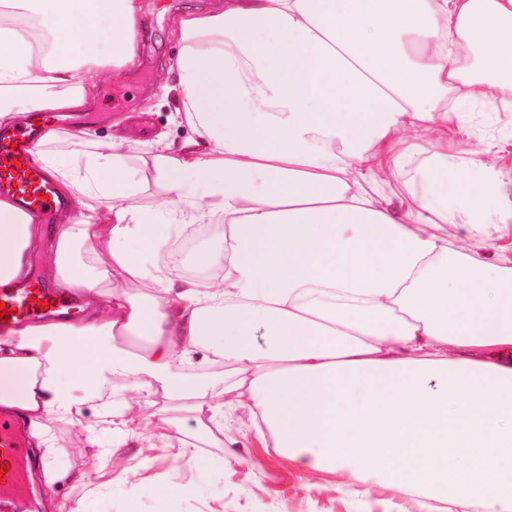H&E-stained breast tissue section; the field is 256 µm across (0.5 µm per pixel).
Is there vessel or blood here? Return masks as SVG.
<instances>
[{
    "mask_svg": "<svg viewBox=\"0 0 512 512\" xmlns=\"http://www.w3.org/2000/svg\"><path fill=\"white\" fill-rule=\"evenodd\" d=\"M39 128L38 121L34 120L21 129L0 131V192L18 196L25 208L49 212L63 207L64 202L56 196L52 180L31 164ZM0 302L10 309V319L15 324L64 310L52 288L27 280L1 288ZM43 302L48 305L44 311L39 308ZM27 458L28 452L17 431L15 417L0 413V463L6 467L4 477L0 478V500L10 504L24 500L27 489L19 480V470Z\"/></svg>",
    "mask_w": 512,
    "mask_h": 512,
    "instance_id": "vessel-or-blood-1",
    "label": "vessel or blood"
}]
</instances>
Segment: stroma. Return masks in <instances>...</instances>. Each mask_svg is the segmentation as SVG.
Returning <instances> with one entry per match:
<instances>
[{
    "label": "stroma",
    "mask_w": 512,
    "mask_h": 512,
    "mask_svg": "<svg viewBox=\"0 0 512 512\" xmlns=\"http://www.w3.org/2000/svg\"><path fill=\"white\" fill-rule=\"evenodd\" d=\"M144 4L147 14L137 43L136 67L121 80H105L85 110L59 113L54 126L60 135L85 128L100 139L123 135L136 140L162 133L177 147L189 139L190 130L172 120L180 106L178 92L156 94L154 80L178 50L173 17L188 8H209L212 0H144ZM455 149L478 182L492 177L491 171L480 167V158L511 164L512 105L496 101L465 112ZM142 416L141 433L146 437L156 433L162 416L170 418L172 430L183 434L198 429L197 413L172 398L143 409ZM100 427L92 403L86 407L83 426L53 423L57 452L50 464L63 473V480L46 483L35 468L25 473L38 490L39 512H53L61 502L81 503L84 512H463L446 502L424 504L412 494L382 486L359 497L351 493L347 478L298 472L254 440L240 410L228 415L225 439L202 444L200 464L148 451L135 440L116 449L113 456L96 458L86 431ZM175 484L186 487V494H166V487ZM319 484L326 485V492H316Z\"/></svg>",
    "instance_id": "stroma-1"
}]
</instances>
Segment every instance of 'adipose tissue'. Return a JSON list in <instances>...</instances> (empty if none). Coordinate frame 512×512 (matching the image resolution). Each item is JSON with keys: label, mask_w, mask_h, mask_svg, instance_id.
I'll return each instance as SVG.
<instances>
[{"label": "adipose tissue", "mask_w": 512, "mask_h": 512, "mask_svg": "<svg viewBox=\"0 0 512 512\" xmlns=\"http://www.w3.org/2000/svg\"><path fill=\"white\" fill-rule=\"evenodd\" d=\"M141 16L142 0H0V126L86 107L135 65ZM174 29L158 89L177 86L194 139L49 127L34 149L77 209L47 231V270L84 314L0 332V407L49 451L50 422L82 425L93 400L183 399L212 438L242 409L263 446L359 494L512 512V250L487 204L512 175L474 185L448 147L463 106L512 95V0H221ZM149 179L161 192L137 203ZM39 221L0 194L1 287ZM198 224L223 243L192 277L171 256ZM201 349L229 374H188Z\"/></svg>", "instance_id": "ef3b65f1"}]
</instances>
